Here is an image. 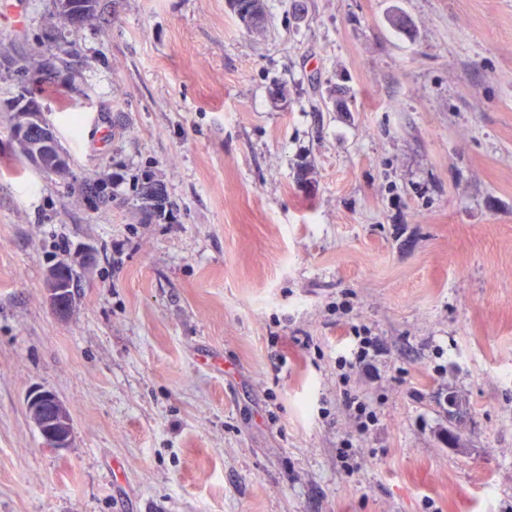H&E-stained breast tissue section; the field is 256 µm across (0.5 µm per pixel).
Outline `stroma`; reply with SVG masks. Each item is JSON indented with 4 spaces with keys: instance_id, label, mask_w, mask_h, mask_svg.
Wrapping results in <instances>:
<instances>
[{
    "instance_id": "stroma-1",
    "label": "stroma",
    "mask_w": 512,
    "mask_h": 512,
    "mask_svg": "<svg viewBox=\"0 0 512 512\" xmlns=\"http://www.w3.org/2000/svg\"><path fill=\"white\" fill-rule=\"evenodd\" d=\"M265 4L0 0V512H512V0ZM22 95L68 173L20 153ZM63 1H66V3ZM97 3V0H55L57 13L65 25L69 26L65 21V16H69L72 12L77 14L78 24L75 29L95 15ZM233 12L236 14V7L239 2H245L249 5L245 14L239 15V22L247 29L253 31V28L259 27L260 31L266 28V9L264 0H230ZM134 184L141 214L147 219L160 217L166 204L162 186L149 173L135 178ZM26 411L33 424L53 448L70 446L73 433L65 426L68 406L51 390L35 389L26 396Z\"/></svg>"
}]
</instances>
